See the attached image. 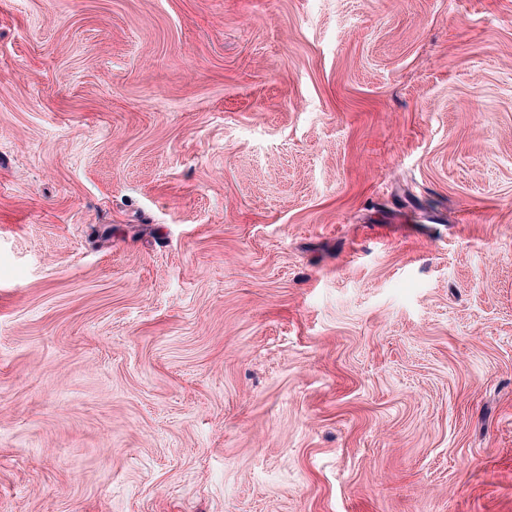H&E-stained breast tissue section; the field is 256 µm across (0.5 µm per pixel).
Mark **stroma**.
<instances>
[{"mask_svg": "<svg viewBox=\"0 0 512 512\" xmlns=\"http://www.w3.org/2000/svg\"><path fill=\"white\" fill-rule=\"evenodd\" d=\"M0 512H512V0H0Z\"/></svg>", "mask_w": 512, "mask_h": 512, "instance_id": "35a3bbf8", "label": "stroma"}]
</instances>
